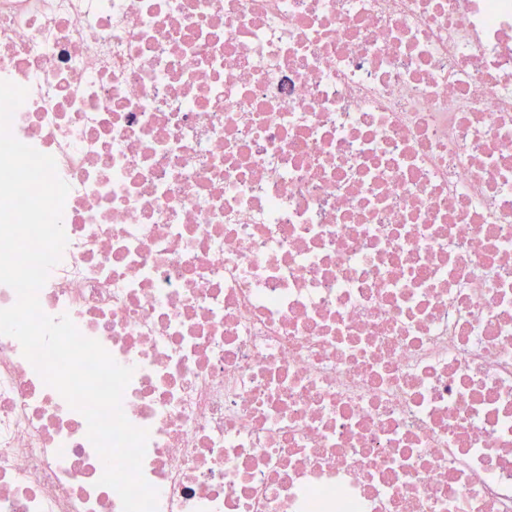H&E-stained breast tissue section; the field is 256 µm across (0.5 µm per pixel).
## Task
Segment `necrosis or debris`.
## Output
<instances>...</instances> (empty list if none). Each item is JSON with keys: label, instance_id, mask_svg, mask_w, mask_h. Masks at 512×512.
<instances>
[{"label": "necrosis or debris", "instance_id": "obj_1", "mask_svg": "<svg viewBox=\"0 0 512 512\" xmlns=\"http://www.w3.org/2000/svg\"><path fill=\"white\" fill-rule=\"evenodd\" d=\"M0 80L157 512H512V0H0ZM103 471L0 335V512Z\"/></svg>", "mask_w": 512, "mask_h": 512}]
</instances>
